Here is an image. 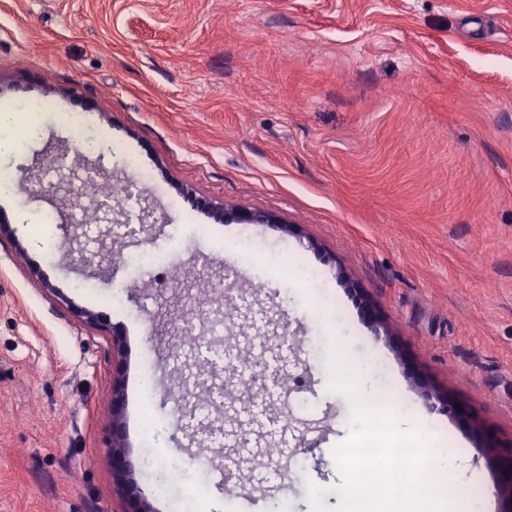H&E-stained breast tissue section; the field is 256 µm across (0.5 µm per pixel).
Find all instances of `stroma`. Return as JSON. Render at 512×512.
<instances>
[{
    "mask_svg": "<svg viewBox=\"0 0 512 512\" xmlns=\"http://www.w3.org/2000/svg\"><path fill=\"white\" fill-rule=\"evenodd\" d=\"M32 99L79 115L104 147L84 151L47 114L38 138L15 136L0 153L17 184L0 193V512H126L105 445L116 376L132 480L153 512H176L154 490V458L184 469L207 512H235L198 462L228 463L240 445L170 420L182 401L175 375L197 367L178 325L204 299L228 320L225 345L259 347L268 365L258 397H237L241 379L226 372L210 407L240 418L243 443L260 451L238 485L261 496V512H310V482L326 488V506L339 503L332 449L351 404L328 390L337 330L378 395L421 410L423 432L465 460V493L501 512L512 452V0H0V103ZM51 154L116 179L129 159L145 172L154 220L112 239L111 262L98 258L108 215L70 243V208L30 181ZM196 196L257 221L225 222ZM243 237L288 261L289 277L233 260ZM144 251L189 269L187 286L144 287L134 262ZM306 270L324 287H300ZM257 277L263 287H248ZM229 286L247 308L225 304ZM366 299L378 326L361 319ZM80 309L102 326H85ZM152 362L162 370L146 405ZM411 363L474 408L498 453L431 407ZM310 366L316 407L277 386ZM281 410L287 449L268 422Z\"/></svg>",
    "mask_w": 512,
    "mask_h": 512,
    "instance_id": "obj_1",
    "label": "stroma"
}]
</instances>
